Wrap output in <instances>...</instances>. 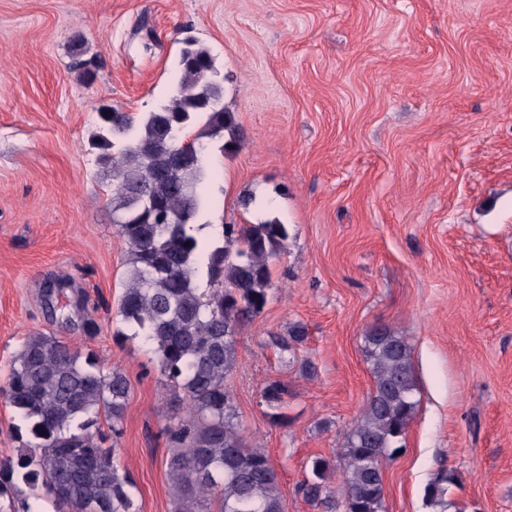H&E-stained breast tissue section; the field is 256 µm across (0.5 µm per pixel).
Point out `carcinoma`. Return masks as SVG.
Instances as JSON below:
<instances>
[{
	"label": "carcinoma",
	"instance_id": "obj_1",
	"mask_svg": "<svg viewBox=\"0 0 512 512\" xmlns=\"http://www.w3.org/2000/svg\"><path fill=\"white\" fill-rule=\"evenodd\" d=\"M178 64L181 77L166 101L148 112L98 110L89 142L112 176V211L129 250L113 336L142 337L186 405L166 427L174 512H285L278 473L264 449L245 441L226 378L237 363L241 326L268 304L269 259L285 248L288 225L223 224L220 240H198L207 226L198 194L206 171L191 131L203 124L222 151L239 133L211 81L210 49L187 38ZM304 340L294 327L275 345L290 353ZM364 352L374 378L366 405L336 458H314L298 486L306 501L332 512H384L383 464L403 448L418 406L406 338L376 325L364 336ZM129 392L120 367L106 369L47 333L26 336L0 384V396L25 423L16 430L30 436L16 457L0 459V499L9 500V512H42L30 503L38 489L53 497L55 512H135L118 449L88 433L101 416L119 431ZM286 395L279 381L262 390L271 409ZM336 468L339 500L327 488ZM448 482V474L437 476L426 496L443 503Z\"/></svg>",
	"mask_w": 512,
	"mask_h": 512
}]
</instances>
